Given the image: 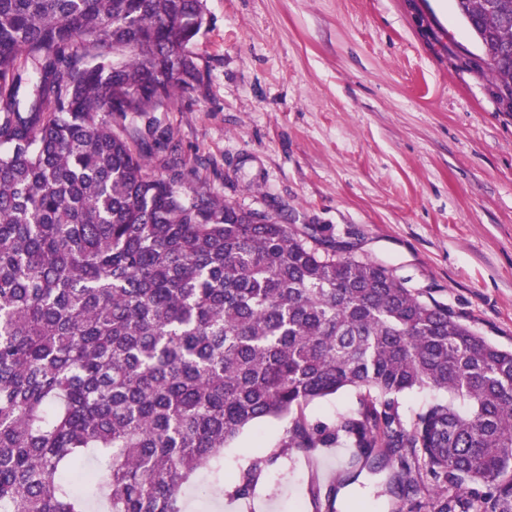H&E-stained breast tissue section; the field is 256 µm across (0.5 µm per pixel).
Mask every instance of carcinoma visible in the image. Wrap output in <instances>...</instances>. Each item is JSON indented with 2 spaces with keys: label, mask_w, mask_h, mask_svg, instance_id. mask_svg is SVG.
Listing matches in <instances>:
<instances>
[{
  "label": "carcinoma",
  "mask_w": 512,
  "mask_h": 512,
  "mask_svg": "<svg viewBox=\"0 0 512 512\" xmlns=\"http://www.w3.org/2000/svg\"><path fill=\"white\" fill-rule=\"evenodd\" d=\"M455 5L512 112V0ZM204 19L203 0H0V512H90L86 457L100 512H184L199 470L284 417L285 448L357 449L345 483L387 466L396 498L424 470L430 512H512V350L380 263L184 191L177 162L149 175L168 139L114 125L202 83ZM345 388L355 414L306 415ZM431 396V392L424 390L404 395L399 400V413L405 426L410 425L415 414L431 399Z\"/></svg>",
  "instance_id": "obj_1"
}]
</instances>
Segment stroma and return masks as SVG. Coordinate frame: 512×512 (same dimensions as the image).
<instances>
[{
  "label": "stroma",
  "instance_id": "1",
  "mask_svg": "<svg viewBox=\"0 0 512 512\" xmlns=\"http://www.w3.org/2000/svg\"><path fill=\"white\" fill-rule=\"evenodd\" d=\"M421 8L433 36L407 0H206L191 45L203 85L125 124L166 132L152 174L181 161L237 207L317 228L512 350V113L476 70L481 49L454 0ZM287 428H245L225 467L276 448ZM353 454L320 448L308 464L290 452L247 498L189 492L185 512H419L427 492L390 500L383 475L339 484Z\"/></svg>",
  "mask_w": 512,
  "mask_h": 512
}]
</instances>
